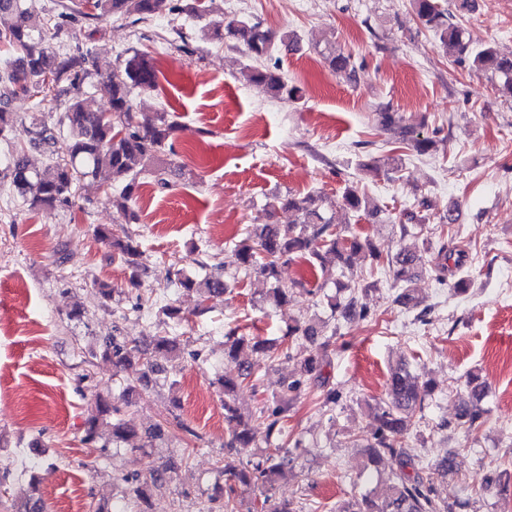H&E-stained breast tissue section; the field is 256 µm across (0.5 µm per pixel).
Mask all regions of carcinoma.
<instances>
[{
	"label": "carcinoma",
	"mask_w": 512,
	"mask_h": 512,
	"mask_svg": "<svg viewBox=\"0 0 512 512\" xmlns=\"http://www.w3.org/2000/svg\"><path fill=\"white\" fill-rule=\"evenodd\" d=\"M205 0H60L55 33H60L64 24L78 18H93L104 21L135 18L149 21L160 14L185 13L201 16L205 12ZM411 7L420 23L432 31L439 48L455 63L470 65L489 71L499 80L498 91L512 99V55L500 53L493 45H472L467 28L456 16L441 8L436 0H411ZM0 17L9 20L0 30V47L4 48V60L0 65V83L11 86L12 97H40L51 99L63 106L56 123L35 125L29 147L21 148L15 157L0 167V187L22 200L31 210L62 207L72 204L77 189L89 186V178H97L105 172L109 180H121L118 190L97 184L112 199L126 223L138 221L132 207L141 182L140 174L151 172L156 181L167 184L166 168L158 165L164 155H176L174 135L176 124L165 112L144 115L137 112L131 99V89L153 90L157 87V71L150 55L134 51L121 61L112 74L103 78L101 84L109 97L110 109L106 112H90L79 99L78 93L87 75L85 64L88 57L53 47L46 39V23L33 9L30 0H0ZM213 39L228 37L242 43L251 57L260 60L272 55L275 41L292 47L297 37L291 33L276 36L259 22L236 18L224 20L210 31ZM328 68L333 73L351 77L355 71L349 54L330 50L325 55ZM245 76L248 82L264 87L274 99L296 100L300 89L288 84L283 77L269 68L250 67ZM18 115L6 102H0V137L6 135L17 121ZM379 123L385 131H397L400 142L420 155L430 153L434 140L422 137L402 124V117L386 109L379 113ZM66 140L62 155L51 153L48 163L34 168L28 163L26 152L39 150ZM342 200L354 211L369 209V199L357 189L345 188ZM295 211L299 222L287 229L274 223L259 224L253 234L236 244L239 269L246 275H255L271 283L269 298L281 307L288 304L289 290L279 284L278 266L281 263L299 262L311 270L325 274L332 268L350 265L352 259L364 253L375 266H386L394 285L402 288L396 301L405 306L420 307V301L412 294L411 284L425 269L423 255L431 256V264L438 280L445 281L444 272L452 263L463 267V254L449 248L444 240L425 238L423 253H399L394 257H383L369 239L356 235L347 237L344 229L337 228L325 217L317 195H289L277 200L276 205ZM95 237L112 248L129 270L128 285L136 290L142 286L140 243L130 235L123 237L112 233L106 226L94 229ZM172 286L187 293H196L209 298L229 291V280L220 269L196 278L175 270ZM377 286L372 283L362 289L349 285L341 286L348 292L344 298L330 297L332 315L343 320L370 317V309L361 302V294ZM163 323L178 324L184 313L171 300L160 307ZM327 325L311 321L297 322L288 327V337L311 340L316 351L301 361L298 377L288 381L281 390L279 399L263 406L258 416L243 415L235 406L234 394L240 384L253 375L238 363V356L247 342H252V351L269 357L267 343L256 337H247L234 328L224 333V376L220 384L224 390V415L230 425V440L224 448V477L227 488L216 487L215 491L227 492L224 512H238L233 504L238 491L259 492L260 512H297L295 503L280 500L273 493L279 478L288 472L293 458L288 449L277 446L267 448L247 462L238 461L233 451L255 445L257 431L252 420L264 425L266 436L281 435L288 418V403L303 389L313 385L319 390L318 400L323 407H336L341 395L329 386L323 376L322 364L329 357L330 347L336 339L337 328L326 334ZM179 340L168 334L153 337L151 352L132 344L120 336L106 339L100 352L89 353L109 358L116 367L115 375L139 365L147 367L137 382H150L149 373L165 360L174 361L181 356ZM432 380H422L404 362L394 368L386 382V397L369 406L371 438L368 444L369 461L376 466L392 464L385 492L381 495L353 493L340 512H456L465 507L453 493L441 497L436 494L426 476L427 464L412 451L406 441L416 415L423 412L424 396L432 390ZM486 385L473 378L468 383V402L462 405L456 425L472 435L484 423L485 411L480 402ZM136 436V431L123 420H112V441L126 442ZM159 478L138 483L132 488L138 512H148L151 488L158 487Z\"/></svg>",
	"instance_id": "obj_1"
}]
</instances>
